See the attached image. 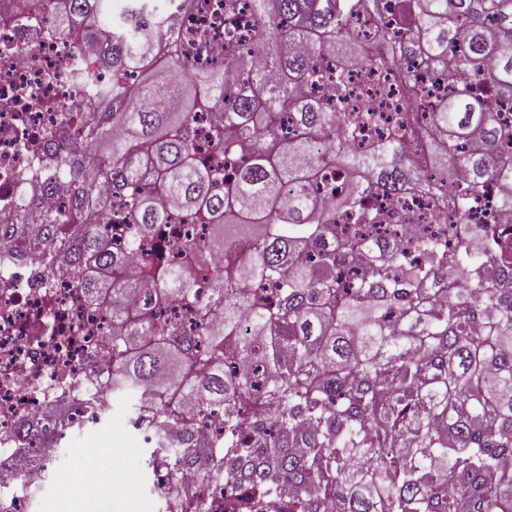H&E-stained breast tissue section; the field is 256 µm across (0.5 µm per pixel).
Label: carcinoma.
<instances>
[{
    "label": "carcinoma",
    "instance_id": "1",
    "mask_svg": "<svg viewBox=\"0 0 512 512\" xmlns=\"http://www.w3.org/2000/svg\"><path fill=\"white\" fill-rule=\"evenodd\" d=\"M381 0H252V50L243 49L239 0H221L224 63L193 71L168 56L138 71L136 91L113 86L123 108L110 152L92 155L99 178L130 202L124 223L139 235L167 211L208 225L178 244L168 263L130 240L112 247L107 216L83 229L75 261L88 305L112 317V389L135 398L156 385L148 417L182 432L157 439L174 473L197 465L224 481L223 512H512V288L494 256L432 242L407 265L401 243L332 238L338 224H381L379 201L415 191L462 217L494 189L512 209V0H393V48L346 32ZM101 0H70L53 27L91 35ZM463 48L452 51L457 42ZM401 73L408 98L440 88L384 144L357 154L350 142L381 116L346 111L352 65ZM134 64L132 46L112 42V67ZM221 107L214 145L238 162L196 156L195 114ZM220 256L201 284L197 273ZM136 261L142 277L128 281ZM464 276V287L444 288ZM264 282L258 296L246 285ZM203 295L201 327L180 320L155 331L157 311ZM224 319L207 322L211 307ZM248 365L237 371L230 356ZM104 396L86 392L96 421ZM224 415V431L192 439L190 421ZM253 430L244 433V420ZM64 430L48 427L42 462L53 467ZM165 512H204L175 482Z\"/></svg>",
    "mask_w": 512,
    "mask_h": 512
}]
</instances>
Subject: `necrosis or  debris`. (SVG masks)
Returning <instances> with one entry per match:
<instances>
[{
    "mask_svg": "<svg viewBox=\"0 0 512 512\" xmlns=\"http://www.w3.org/2000/svg\"><path fill=\"white\" fill-rule=\"evenodd\" d=\"M68 7V0H0V490L23 488L13 512H29L45 480L43 422L78 424L76 394L106 390L112 374V323L84 301L75 245L58 249L51 266L36 259L48 239L45 216L69 235L100 223L104 211L121 209L111 190L97 183L86 155L90 129L111 127L109 112L122 106L103 87L133 80L129 73L116 77L107 61L125 17L102 9L89 84L74 73L79 35L63 37L52 27ZM142 18L159 22L164 34L138 54L137 65L173 54L198 68L223 61L224 25L212 9L172 19L158 6ZM89 187L107 201V210L85 201ZM430 230L449 248L485 254L490 238L512 237V212L485 201L466 223L452 215ZM22 418L34 425L29 447L17 448L7 436Z\"/></svg>",
    "mask_w": 512,
    "mask_h": 512,
    "instance_id": "necrosis-or-debris-1",
    "label": "necrosis or debris"
}]
</instances>
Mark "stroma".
Segmentation results:
<instances>
[{
  "mask_svg": "<svg viewBox=\"0 0 512 512\" xmlns=\"http://www.w3.org/2000/svg\"><path fill=\"white\" fill-rule=\"evenodd\" d=\"M132 399L116 392L103 425L72 433L57 453L54 476L38 494L35 512H162L152 484V450L143 432L130 424ZM80 471V489L63 477Z\"/></svg>",
  "mask_w": 512,
  "mask_h": 512,
  "instance_id": "obj_1",
  "label": "stroma"
}]
</instances>
